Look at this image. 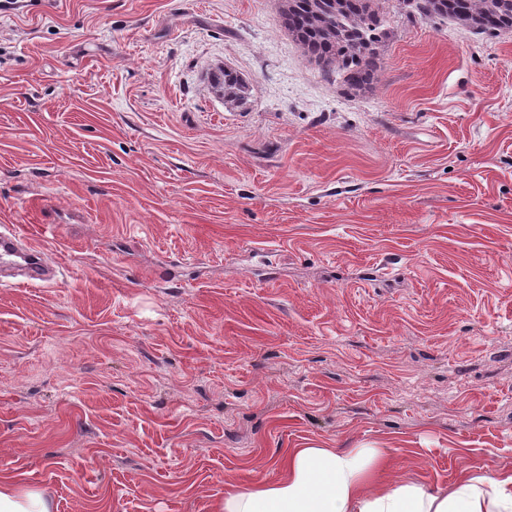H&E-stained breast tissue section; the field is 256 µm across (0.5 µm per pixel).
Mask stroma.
<instances>
[{"mask_svg":"<svg viewBox=\"0 0 512 512\" xmlns=\"http://www.w3.org/2000/svg\"><path fill=\"white\" fill-rule=\"evenodd\" d=\"M380 5L358 96L282 0L0 10V225L57 263L0 285V476L214 512L291 448L512 471V31ZM214 84L227 104H240L246 100L247 84L243 78L230 68H223L214 75Z\"/></svg>","mask_w":512,"mask_h":512,"instance_id":"obj_1","label":"stroma"}]
</instances>
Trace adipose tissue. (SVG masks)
<instances>
[{
    "label": "adipose tissue",
    "instance_id": "ef3b65f1",
    "mask_svg": "<svg viewBox=\"0 0 512 512\" xmlns=\"http://www.w3.org/2000/svg\"><path fill=\"white\" fill-rule=\"evenodd\" d=\"M387 461L376 448H294L276 481L225 493L216 512H512V473L464 475L448 489L373 486ZM0 512H53L45 491L0 477Z\"/></svg>",
    "mask_w": 512,
    "mask_h": 512
}]
</instances>
